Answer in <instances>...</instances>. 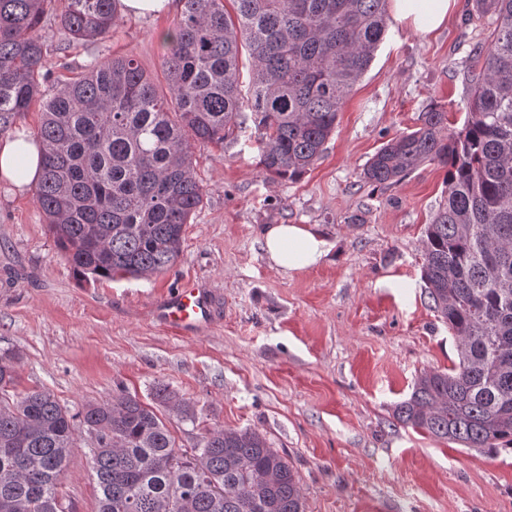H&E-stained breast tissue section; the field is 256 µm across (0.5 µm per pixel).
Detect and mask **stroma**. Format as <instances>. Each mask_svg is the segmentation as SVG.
<instances>
[{
	"label": "stroma",
	"mask_w": 512,
	"mask_h": 512,
	"mask_svg": "<svg viewBox=\"0 0 512 512\" xmlns=\"http://www.w3.org/2000/svg\"><path fill=\"white\" fill-rule=\"evenodd\" d=\"M65 6L53 0L46 19V93L112 56L136 58L163 81L179 0L156 16L117 15L108 36L78 43L55 20ZM494 27L473 0H458L426 40L388 24L322 157L298 181L257 166L254 126L195 146L206 196L162 273L78 279L34 190L0 183V352L18 355L17 389L49 391L74 411L135 396L184 450L209 427L255 430L293 467L305 512H512L511 451L469 449L392 417L421 373L458 362L421 278L424 229L447 170L426 163L381 187L360 177L423 112H447L449 129H463L480 70L474 50ZM268 224L320 225L333 249L319 266L278 271L262 249ZM188 280L209 291L215 315L205 334L183 338L152 307ZM160 383L194 405L195 421L159 402ZM62 493L71 512H96L87 447L74 449Z\"/></svg>",
	"instance_id": "obj_1"
}]
</instances>
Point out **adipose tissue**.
I'll return each instance as SVG.
<instances>
[{
  "label": "adipose tissue",
  "mask_w": 512,
  "mask_h": 512,
  "mask_svg": "<svg viewBox=\"0 0 512 512\" xmlns=\"http://www.w3.org/2000/svg\"><path fill=\"white\" fill-rule=\"evenodd\" d=\"M455 6L456 0H389V13L398 26L424 38L447 23ZM39 171L35 142L0 139V182L20 191L37 179ZM262 238L270 266L286 273L319 265L331 251L329 241L311 224H270Z\"/></svg>",
  "instance_id": "adipose-tissue-1"
}]
</instances>
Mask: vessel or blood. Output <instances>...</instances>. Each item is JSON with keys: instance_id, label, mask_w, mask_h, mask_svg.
<instances>
[{"instance_id": "1", "label": "vessel or blood", "mask_w": 512, "mask_h": 512, "mask_svg": "<svg viewBox=\"0 0 512 512\" xmlns=\"http://www.w3.org/2000/svg\"><path fill=\"white\" fill-rule=\"evenodd\" d=\"M212 300L192 283H184L155 308L158 321L181 336H195L212 321Z\"/></svg>"}]
</instances>
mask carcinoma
<instances>
[{
  "label": "carcinoma",
  "instance_id": "carcinoma-1",
  "mask_svg": "<svg viewBox=\"0 0 512 512\" xmlns=\"http://www.w3.org/2000/svg\"><path fill=\"white\" fill-rule=\"evenodd\" d=\"M51 0H0V134L37 102L36 203L74 272L94 280L160 273L177 260L184 226L205 195L196 145L224 144L249 110L258 166L304 176L386 33V0H180L167 39L166 93L137 59L115 56L43 97ZM114 0H67L71 38L112 31ZM496 16L479 47L462 131L447 113L385 142L363 169L375 186L423 163L448 167L423 241L422 279L459 348L458 365L426 371L393 418L466 448L512 450V0H476ZM252 69L242 89L240 49ZM15 356H0V512H66L61 495L78 430L90 448L97 512H304L286 458L250 429L214 427L191 454L167 425L121 394L77 413L45 390L12 393ZM161 402L195 421L166 387Z\"/></svg>",
  "mask_w": 512,
  "mask_h": 512
}]
</instances>
